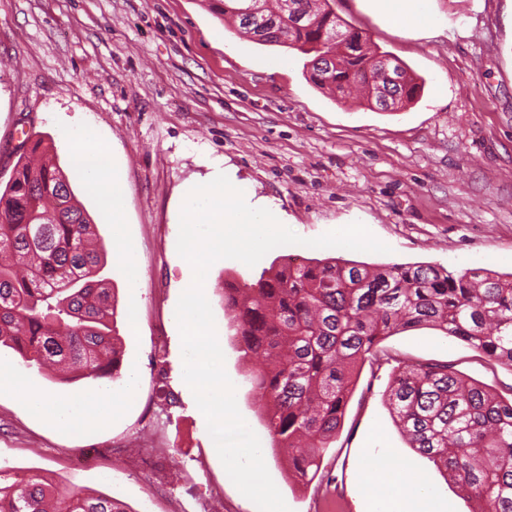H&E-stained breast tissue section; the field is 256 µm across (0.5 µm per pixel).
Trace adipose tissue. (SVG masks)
Here are the masks:
<instances>
[{
    "instance_id": "adipose-tissue-1",
    "label": "adipose tissue",
    "mask_w": 512,
    "mask_h": 512,
    "mask_svg": "<svg viewBox=\"0 0 512 512\" xmlns=\"http://www.w3.org/2000/svg\"><path fill=\"white\" fill-rule=\"evenodd\" d=\"M74 158L77 168L89 176L100 193L105 212L119 215L122 186L111 174L107 151L102 149L90 155L78 147ZM3 384L16 390L35 414L74 431L106 423L115 409L134 400L129 392L120 397L107 394L98 402L74 400L61 404L45 396L22 373L0 365V385ZM360 481L367 498L383 506L384 512H437L434 498L425 492L422 481L412 470L387 471L370 466L361 473ZM402 484L411 486L410 496L398 493Z\"/></svg>"
}]
</instances>
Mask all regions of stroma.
<instances>
[{
    "instance_id": "35a3bbf8",
    "label": "stroma",
    "mask_w": 512,
    "mask_h": 512,
    "mask_svg": "<svg viewBox=\"0 0 512 512\" xmlns=\"http://www.w3.org/2000/svg\"><path fill=\"white\" fill-rule=\"evenodd\" d=\"M333 8L421 78L417 102L381 113L355 97L336 101L309 82L304 55L235 34L204 0H0V186L24 139L55 144L106 246L123 346L115 381L62 383L34 368L25 375L59 401L135 392L106 424L74 432L0 386L1 464L112 496L125 512H194L198 498L214 512H257L226 477L183 380L175 316L193 273L177 253L181 206L219 163L303 239L360 222L389 247L282 245L256 266L222 259L207 273L238 409L291 512H321L329 495L341 512H368L359 476L369 465L410 468L443 512H471L460 489L409 448L386 399L388 363L362 367L335 448L311 483L295 480L243 382L250 364L228 328L225 283L292 255L512 272V0H427L425 19L405 27L389 23L382 0H335ZM64 126L82 130L85 152L108 145L123 188L122 223L74 165ZM128 246L133 270L117 259ZM384 345L512 398V368L441 331L411 329ZM80 453L92 455L91 466L74 465Z\"/></svg>"
}]
</instances>
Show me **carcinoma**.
<instances>
[{"label": "carcinoma", "mask_w": 512, "mask_h": 512, "mask_svg": "<svg viewBox=\"0 0 512 512\" xmlns=\"http://www.w3.org/2000/svg\"><path fill=\"white\" fill-rule=\"evenodd\" d=\"M259 1L215 0L240 33L306 55L309 80L336 100L354 86L367 90V106L378 112L419 98L418 78L338 17L333 0H272L266 14L278 36L243 23L241 10ZM382 64L400 77L388 102L369 89ZM106 259L53 147L32 141L0 189V348L28 368L60 372L64 382L117 380L122 345L115 295L101 276ZM224 302L243 359L261 362L245 380L301 482L315 478L336 441L361 367L392 360L382 347L387 337L431 326L512 368V274L326 258L265 269L224 289ZM388 403L410 447L444 469L475 509L512 512V400L446 364L399 360ZM0 512L126 510L110 496L61 490L40 474L18 478L0 467Z\"/></svg>", "instance_id": "obj_1"}]
</instances>
